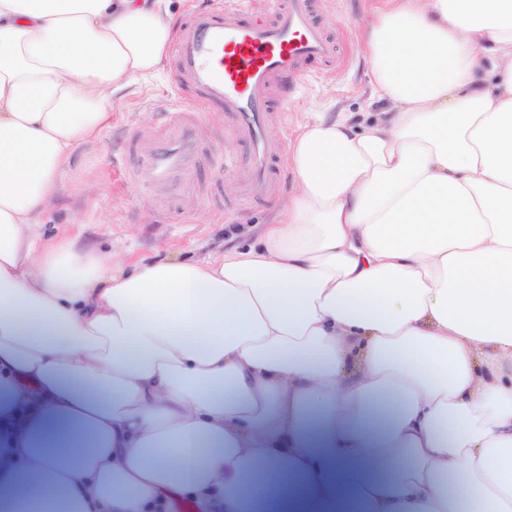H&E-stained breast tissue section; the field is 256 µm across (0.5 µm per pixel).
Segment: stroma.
<instances>
[{"mask_svg":"<svg viewBox=\"0 0 512 512\" xmlns=\"http://www.w3.org/2000/svg\"><path fill=\"white\" fill-rule=\"evenodd\" d=\"M378 2L317 0L325 19L341 22L346 58L340 67L312 76L298 93L289 95L283 116L269 127L272 139L289 143L305 112L362 110L368 63L360 45L365 23ZM170 100L171 70L166 67L138 80L128 93L110 102L111 122L97 139L78 147L61 176L60 195L43 219L47 231L72 230L81 244L112 249L128 260L197 259L238 244L242 226L265 223L271 202L243 195L237 184L225 189L224 174L212 163L223 155L230 136L220 107L211 108L207 115L209 160L200 167L192 189L178 198L174 213H161L147 188L122 182L120 168L127 160L124 134L152 126L157 113L168 110Z\"/></svg>","mask_w":512,"mask_h":512,"instance_id":"stroma-1","label":"stroma"}]
</instances>
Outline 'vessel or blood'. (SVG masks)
<instances>
[{"label":"vessel or blood","mask_w":512,"mask_h":512,"mask_svg":"<svg viewBox=\"0 0 512 512\" xmlns=\"http://www.w3.org/2000/svg\"><path fill=\"white\" fill-rule=\"evenodd\" d=\"M315 0H226L218 10H198L181 26L174 44L176 95L156 127L135 128L126 144L136 164L126 181L151 188L159 207L187 189L196 171L214 105L245 153L225 148L221 161L252 197L267 199L280 188L275 166L282 144L266 125L284 91H298L316 70L341 64L345 50L317 13Z\"/></svg>","instance_id":"vessel-or-blood-1"}]
</instances>
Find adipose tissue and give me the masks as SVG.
<instances>
[{"label": "adipose tissue", "instance_id": "1", "mask_svg": "<svg viewBox=\"0 0 512 512\" xmlns=\"http://www.w3.org/2000/svg\"><path fill=\"white\" fill-rule=\"evenodd\" d=\"M171 0H0V512H512V0H384L218 256L44 232ZM380 474L364 469L365 461Z\"/></svg>", "mask_w": 512, "mask_h": 512}]
</instances>
